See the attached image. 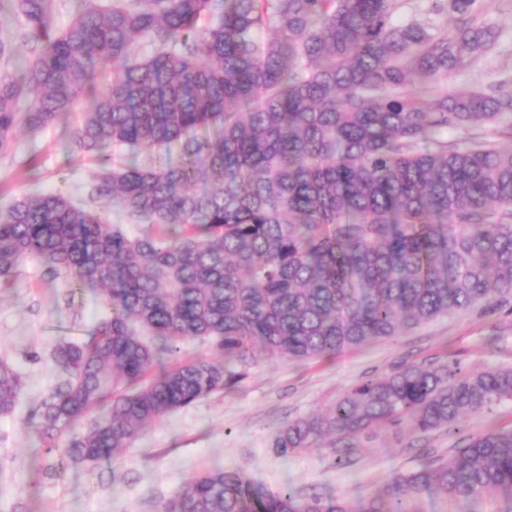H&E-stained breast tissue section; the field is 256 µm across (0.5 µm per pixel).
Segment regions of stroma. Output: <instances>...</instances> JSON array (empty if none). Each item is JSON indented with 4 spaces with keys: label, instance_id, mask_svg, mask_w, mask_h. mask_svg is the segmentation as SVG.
I'll list each match as a JSON object with an SVG mask.
<instances>
[{
    "label": "stroma",
    "instance_id": "obj_1",
    "mask_svg": "<svg viewBox=\"0 0 512 512\" xmlns=\"http://www.w3.org/2000/svg\"><path fill=\"white\" fill-rule=\"evenodd\" d=\"M485 20L497 32L492 50L457 70L452 86L471 90L512 85V0H485ZM72 116L38 136L19 132L14 151L0 158V211L22 193L65 191L86 203L94 160L74 151ZM35 259L23 263L10 288L0 290V359L19 373L15 410L0 416V512H156L188 478L214 468H244L264 490L289 486L301 493L358 501L425 460L450 455L465 439L512 428V401L429 433L381 427L354 440L346 458L320 443L283 459L272 435L290 421L333 406L361 381L408 364L457 362L462 371L512 367V308L455 312L391 339L335 357L270 360L259 357L229 392H218L143 426L116 463L70 462L48 473L59 453L47 452L30 414L58 380L52 353L63 338L87 339L102 311L91 282L73 286L50 277Z\"/></svg>",
    "mask_w": 512,
    "mask_h": 512
}]
</instances>
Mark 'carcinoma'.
Wrapping results in <instances>:
<instances>
[{
  "mask_svg": "<svg viewBox=\"0 0 512 512\" xmlns=\"http://www.w3.org/2000/svg\"><path fill=\"white\" fill-rule=\"evenodd\" d=\"M84 2L61 28L57 0H0L18 19L0 38V158L18 129L38 134L87 99L72 142L98 162L87 191L98 206L26 193L0 213L1 284L40 258L72 284L97 283L111 312L54 355L59 380L35 411L47 451L63 442L69 457L114 460L141 425L232 390L257 349L322 359L512 300V150L442 138L512 114V89L410 90L414 75L452 82L491 47L481 0H431L451 30L396 22L403 0ZM262 28L273 37L259 42ZM175 142L176 163L114 164L120 146ZM111 206L142 233L111 223ZM193 340L211 355L166 363ZM20 392L1 360L0 415ZM503 400L512 368L405 365L284 425L270 448L288 458L381 426L425 433ZM92 410L99 419L74 432ZM494 494L512 502V429L473 436L356 503L269 493L242 468H218L157 512H420L424 498Z\"/></svg>",
  "mask_w": 512,
  "mask_h": 512,
  "instance_id": "obj_1",
  "label": "carcinoma"
}]
</instances>
